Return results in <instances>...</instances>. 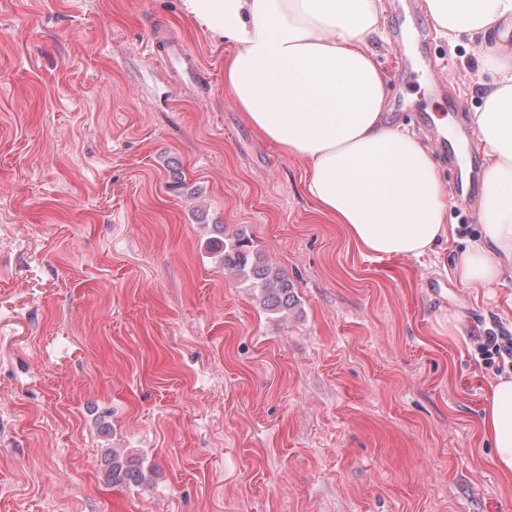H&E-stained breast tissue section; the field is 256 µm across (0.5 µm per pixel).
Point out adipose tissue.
Segmentation results:
<instances>
[{"label":"adipose tissue","mask_w":512,"mask_h":512,"mask_svg":"<svg viewBox=\"0 0 512 512\" xmlns=\"http://www.w3.org/2000/svg\"><path fill=\"white\" fill-rule=\"evenodd\" d=\"M189 15L233 44L224 85L245 122L308 164L305 188L364 253L418 258L449 241L448 196L431 150L388 123L385 78L369 38L376 0H184ZM449 40L496 41L494 80L471 116L484 146L481 237L457 249L452 275L490 289L512 269V44L498 25L512 0H425ZM480 429L512 476V375L485 392Z\"/></svg>","instance_id":"adipose-tissue-1"}]
</instances>
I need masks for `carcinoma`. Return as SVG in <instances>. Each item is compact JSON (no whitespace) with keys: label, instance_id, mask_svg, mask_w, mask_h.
<instances>
[{"label":"carcinoma","instance_id":"1","mask_svg":"<svg viewBox=\"0 0 512 512\" xmlns=\"http://www.w3.org/2000/svg\"><path fill=\"white\" fill-rule=\"evenodd\" d=\"M169 189L181 195L194 196L198 190L186 184L177 169H172ZM212 250L224 255V268L235 276L241 285L250 289L261 307L274 314L288 316L297 305L293 284L280 268L252 249L251 241L243 234L215 237ZM105 480L113 487L147 486L155 469H145L143 461L128 456L116 448L105 449Z\"/></svg>","mask_w":512,"mask_h":512}]
</instances>
